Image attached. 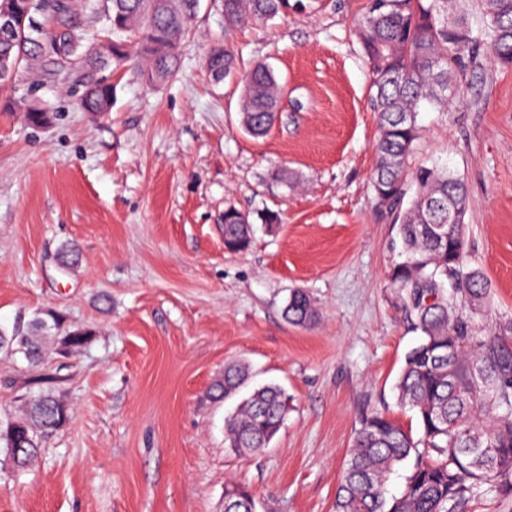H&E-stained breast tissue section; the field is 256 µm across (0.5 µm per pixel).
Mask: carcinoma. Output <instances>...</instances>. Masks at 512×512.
Instances as JSON below:
<instances>
[{"label": "carcinoma", "mask_w": 512, "mask_h": 512, "mask_svg": "<svg viewBox=\"0 0 512 512\" xmlns=\"http://www.w3.org/2000/svg\"><path fill=\"white\" fill-rule=\"evenodd\" d=\"M112 33V60L98 46L83 43L69 25L70 3L56 0H0V11L24 17L10 38L0 37V63L13 73L27 70L47 79L75 62L88 112L112 108L111 82L98 79L108 66L148 62V78L161 82L178 68L187 21L198 0H104ZM456 0H368L357 21L369 69L379 136L372 187L379 205L395 214L402 260L390 283L422 333L410 348L395 383L396 402L417 417L418 436L387 415H363L345 460L335 512H467L481 493L512 498V323H487L492 282L471 265L464 224L467 189L447 164L410 166L418 139L417 114L428 106L446 111L465 101L458 75L466 63L484 57L512 66V0H482V23L473 27L457 13ZM289 0H222L224 43L210 48L206 67L236 76L230 42L244 20L266 22L288 11ZM65 40L68 53L49 54L43 44ZM282 85L267 65L244 81L242 126L263 135L278 112ZM28 122L39 126L47 112L19 100ZM252 224L235 209L224 211V249L242 252ZM288 321L307 326L316 309L307 291L291 292ZM57 317L35 316L24 326L0 327V352L20 353L33 367L55 352L85 343L86 332L60 336ZM246 365H224L217 385L229 399L246 384ZM22 409L0 426V442L16 466L35 463L45 438L69 418V408L52 393L20 396ZM288 396L277 384L254 389L225 417L226 447L256 453L269 447L288 415ZM404 470L396 494L390 475ZM224 512H257L249 486L230 482Z\"/></svg>", "instance_id": "obj_1"}]
</instances>
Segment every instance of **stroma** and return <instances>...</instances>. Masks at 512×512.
<instances>
[{"label":"stroma","mask_w":512,"mask_h":512,"mask_svg":"<svg viewBox=\"0 0 512 512\" xmlns=\"http://www.w3.org/2000/svg\"><path fill=\"white\" fill-rule=\"evenodd\" d=\"M365 5L302 0L239 26L238 77L218 82L204 63L224 40L211 0L189 23L176 75L112 71L108 112L82 109L71 64L0 88V106L22 97L51 109L39 127L0 109V326L51 310L86 333L80 350L37 369L0 354L1 421L28 392H53L70 413L32 467L0 453V512H224L230 479L249 486L257 512H334L362 415L416 428L394 393L420 334L389 283L396 228L371 185L377 114L354 28ZM263 63L284 92L255 138L240 124L238 79ZM468 80L464 105L419 112L415 159L463 177L471 263L494 286L490 322L505 324L512 68L487 63ZM228 208L254 228L246 251L224 249ZM295 288L315 302L311 326L284 315ZM229 361L249 365L248 388L273 382L290 397L261 452L224 445L238 400L215 385Z\"/></svg>","instance_id":"1"}]
</instances>
